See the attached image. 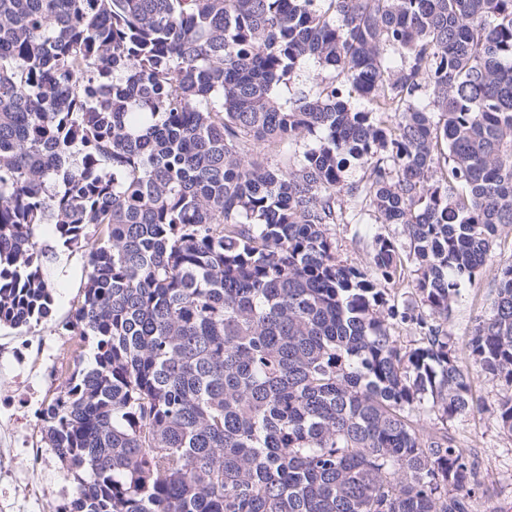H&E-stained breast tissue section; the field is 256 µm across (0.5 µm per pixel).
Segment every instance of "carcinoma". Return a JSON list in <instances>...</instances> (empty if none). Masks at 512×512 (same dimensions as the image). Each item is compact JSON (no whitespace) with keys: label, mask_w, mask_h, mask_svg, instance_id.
<instances>
[{"label":"carcinoma","mask_w":512,"mask_h":512,"mask_svg":"<svg viewBox=\"0 0 512 512\" xmlns=\"http://www.w3.org/2000/svg\"><path fill=\"white\" fill-rule=\"evenodd\" d=\"M306 61L331 81L282 96ZM344 195L406 243L337 261ZM505 224L512 0H0V324L48 321L84 258L64 329L94 365L40 413L71 512H472L475 462L421 417L484 375L512 432V260L472 363L444 329ZM404 269L405 271L403 280L401 278L400 281L396 282L395 284L385 283L382 280L378 281V287L385 289L386 298L390 300L391 304L395 302V304L398 303L399 306H401L403 303H407L414 298V296L411 294L412 292L414 293L413 285L416 278V272H414V264L410 261L406 262Z\"/></svg>","instance_id":"carcinoma-1"}]
</instances>
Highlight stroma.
Returning a JSON list of instances; mask_svg holds the SVG:
<instances>
[{"label": "stroma", "instance_id": "stroma-1", "mask_svg": "<svg viewBox=\"0 0 512 512\" xmlns=\"http://www.w3.org/2000/svg\"><path fill=\"white\" fill-rule=\"evenodd\" d=\"M329 234L342 264L365 268L376 235L402 238L401 225L379 224L364 216L357 224L332 225ZM512 259V225L500 228L487 260L475 279L462 283L460 296L445 325L461 364L471 361L470 329L476 317L489 315L495 285L505 261ZM84 263L81 255L62 258L51 272L53 316L37 326L0 327V421L13 419L16 433H0V512H65L68 484L59 462L43 450L34 462L33 446L40 438V410L65 384L64 375L76 361L93 362L91 347L77 348L63 329L83 297ZM503 392L495 380L479 377L473 393L483 404L480 414L441 426L425 417L430 433L448 430L459 446L474 459L479 485L473 494V512H512V433L496 417Z\"/></svg>", "mask_w": 512, "mask_h": 512}]
</instances>
